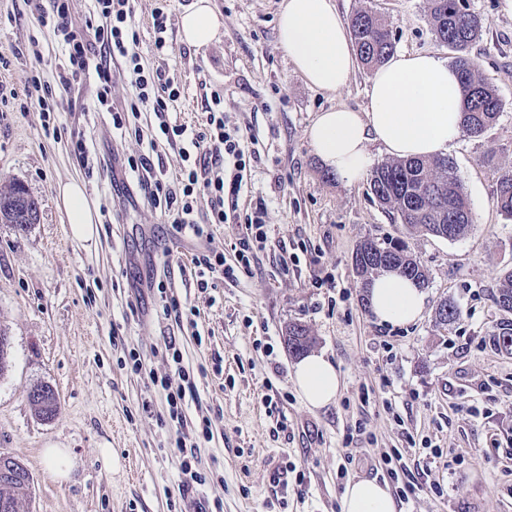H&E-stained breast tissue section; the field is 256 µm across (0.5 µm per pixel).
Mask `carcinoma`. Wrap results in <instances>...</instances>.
I'll return each mask as SVG.
<instances>
[{"label":"carcinoma","instance_id":"1","mask_svg":"<svg viewBox=\"0 0 512 512\" xmlns=\"http://www.w3.org/2000/svg\"><path fill=\"white\" fill-rule=\"evenodd\" d=\"M434 35L454 49V66L469 94L468 106L462 113L464 133L481 136L498 119L503 103L495 89L476 72L469 49L480 37L483 22L470 11L467 0H429ZM350 29L359 60L368 69L375 68L394 52L391 30L382 18L370 11H358L350 18ZM372 194L380 205L396 212L403 224L414 232L434 236L445 235L454 241L464 237L473 223V213L461 183L447 157L431 159L407 158L386 161L375 167L370 181ZM28 190L20 183L0 188V223L24 230L33 223L13 206V199ZM497 209L512 218V168L500 172L495 198ZM357 250L366 253V260L355 266L362 288L382 271L395 272L416 281L428 282L426 270L408 251L404 241L392 238L378 242L366 239ZM496 295L498 307L512 313V268L502 272ZM438 324L447 326L460 317L459 307L448 300L438 304ZM493 344L501 352L512 355V321H502L492 333ZM314 342L306 326L288 325L285 343L288 353L300 356ZM36 413L53 418L59 409V398L49 385H38L29 394ZM6 463L15 471V478L0 479V512H27L30 495V473L19 460L9 456Z\"/></svg>","mask_w":512,"mask_h":512}]
</instances>
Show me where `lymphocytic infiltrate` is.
Here are the masks:
<instances>
[{
    "mask_svg": "<svg viewBox=\"0 0 512 512\" xmlns=\"http://www.w3.org/2000/svg\"><path fill=\"white\" fill-rule=\"evenodd\" d=\"M26 2L52 31L61 54L55 72L47 76L36 69L27 80L28 87L35 92L30 104L38 112L42 127L50 126L51 114L57 108L52 83L66 86L89 75L97 83L99 106L110 112L112 129L120 136L143 141L141 115L153 113V135L178 147L181 165L171 175L164 164L155 162L153 154L142 152L128 157L126 166L136 177L141 198L166 217L175 235L200 243L201 248L193 257L199 288H208L210 281L219 277L231 279L250 272L253 251L263 248L268 239L264 203H257L247 215L248 234L241 241L234 262H227L223 254L203 246L211 225L236 218L239 193L253 156L246 148L248 137L243 129L227 126L220 109V93H210L213 108L208 112L204 130L173 123L169 112L181 97L180 81L170 70L144 66L137 51L140 35L131 23L132 0H92L90 18L82 28L72 20L69 0ZM116 76L132 87L120 107L111 99L112 79ZM165 356L174 368L173 374L150 375V384L164 393L168 404V426L175 435L181 486L201 487L207 479L197 468L195 450L199 441L213 438L212 420L204 415L196 424L188 423L186 411L198 401L195 380L175 344L167 345Z\"/></svg>",
    "mask_w": 512,
    "mask_h": 512,
    "instance_id": "lymphocytic-infiltrate-1",
    "label": "lymphocytic infiltrate"
}]
</instances>
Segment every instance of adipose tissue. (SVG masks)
<instances>
[{"mask_svg": "<svg viewBox=\"0 0 512 512\" xmlns=\"http://www.w3.org/2000/svg\"><path fill=\"white\" fill-rule=\"evenodd\" d=\"M224 19L210 0H194L179 18L184 43L204 47L214 42ZM278 42L296 70L312 87L336 92L354 70L356 52L332 0H287L277 21ZM466 90L457 71L431 53L395 54L370 79L369 108L346 107L320 112L308 130L309 142L323 168L347 185L366 177L376 164L370 143L386 154L406 159L433 158L462 136ZM74 240L94 238L98 216L82 182L58 188ZM368 304L383 323L406 325L418 320L426 294L415 282L393 272L373 278ZM303 403L312 409L332 405L341 389L340 373L325 353L312 352L292 366ZM342 512H399L388 484L374 479L346 483Z\"/></svg>", "mask_w": 512, "mask_h": 512, "instance_id": "adipose-tissue-1", "label": "adipose tissue"}]
</instances>
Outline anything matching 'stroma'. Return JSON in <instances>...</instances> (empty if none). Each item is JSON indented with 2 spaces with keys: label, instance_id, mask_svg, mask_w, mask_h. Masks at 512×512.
<instances>
[{
  "label": "stroma",
  "instance_id": "35a3bbf8",
  "mask_svg": "<svg viewBox=\"0 0 512 512\" xmlns=\"http://www.w3.org/2000/svg\"><path fill=\"white\" fill-rule=\"evenodd\" d=\"M193 0H135L133 21L150 67H177L184 94L172 117L204 127L201 84L224 94V118L249 128L256 158L239 196V218L212 227L206 248L233 259L247 234L253 203L268 209V242L255 250L250 273L197 287L191 243L173 237L158 211L125 205L98 226L90 241L73 240L57 205L59 184L80 180L92 207L134 182L124 157L141 144L112 133L109 112L96 107V87L57 86V135L45 138L27 112L26 79L34 67L52 72L53 34L24 0H0V186L23 184L39 220L20 230L0 224V328L11 341V363L0 376V454L22 461L31 475L30 512H194L198 501L220 512H341L351 480L386 481L384 453L400 451L410 470L430 468L437 490L401 504V512H512V474L489 469L487 451L512 448V355L491 334L505 316L494 296L503 269L512 268V220L494 199L501 169L512 167V6L507 0H468L484 21L470 57L507 107L478 137L462 136L449 152L474 222L449 241L407 233L384 210L369 181L346 186L323 169L307 137L319 112L345 106L367 111L371 71L355 67L335 93L309 86L277 41L284 0H212L224 30L212 44L182 42L179 17ZM342 18L375 12L388 24L396 50L455 53L431 30L428 0H333ZM168 15L170 52H152L154 8ZM38 39L41 60L29 53ZM85 133L92 156L113 158L112 173L88 169L74 150ZM403 238L428 273L427 304L415 323L380 324L352 263L361 241ZM169 253L165 294L149 290L155 262ZM194 306L196 327L164 313L166 298ZM460 318L435 322L441 300ZM306 325L315 350L341 374L335 404L305 406L292 378L295 361L284 337ZM196 370L200 398L217 416L212 440L201 442L197 467L205 486L180 495L181 474L162 420L167 403L149 387L150 374L168 373V339ZM138 354L141 371L127 361ZM49 384L59 395L55 418L38 417L30 390ZM150 408H143V401ZM365 423V432L355 430ZM438 456L427 455V448ZM48 448L78 460L69 479L52 478ZM110 449L111 464L101 451ZM455 461L447 463L444 454ZM305 475V491L278 482L282 467Z\"/></svg>",
  "mask_w": 512,
  "mask_h": 512
}]
</instances>
